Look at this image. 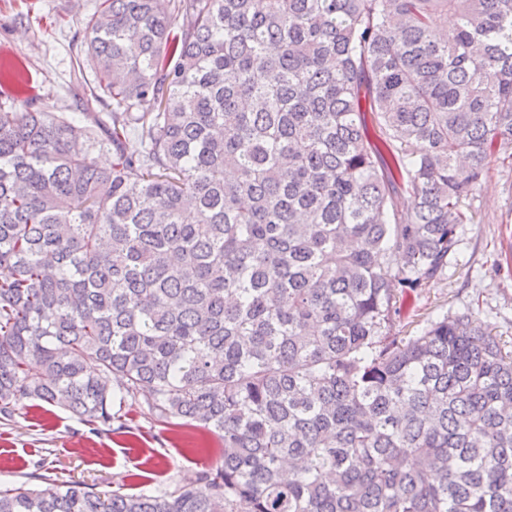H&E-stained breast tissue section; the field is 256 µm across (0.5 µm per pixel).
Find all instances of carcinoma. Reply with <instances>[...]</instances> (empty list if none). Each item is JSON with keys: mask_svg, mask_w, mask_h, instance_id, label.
Listing matches in <instances>:
<instances>
[{"mask_svg": "<svg viewBox=\"0 0 512 512\" xmlns=\"http://www.w3.org/2000/svg\"><path fill=\"white\" fill-rule=\"evenodd\" d=\"M86 30L108 119L0 107V419L141 400L224 456L0 512H512V343L396 323L512 157V0H103Z\"/></svg>", "mask_w": 512, "mask_h": 512, "instance_id": "carcinoma-1", "label": "carcinoma"}]
</instances>
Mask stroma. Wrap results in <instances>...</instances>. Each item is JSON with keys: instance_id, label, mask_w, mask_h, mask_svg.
Segmentation results:
<instances>
[{"instance_id": "stroma-1", "label": "stroma", "mask_w": 512, "mask_h": 512, "mask_svg": "<svg viewBox=\"0 0 512 512\" xmlns=\"http://www.w3.org/2000/svg\"><path fill=\"white\" fill-rule=\"evenodd\" d=\"M101 0H0V104L78 115L98 86L85 58L88 18ZM472 223L442 275L403 295L401 321L421 327L432 317L472 308L494 334L512 342V165L491 159L468 200ZM224 443L196 424L163 427L147 407L124 405L111 427L92 431L69 412L25 401L0 420V486L34 487L39 476L79 482L97 492L135 494L174 489L221 462Z\"/></svg>"}]
</instances>
